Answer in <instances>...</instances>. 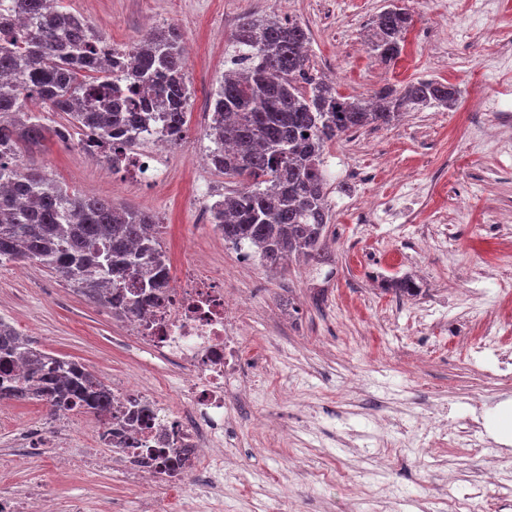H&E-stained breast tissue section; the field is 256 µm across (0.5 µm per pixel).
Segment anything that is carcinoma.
Listing matches in <instances>:
<instances>
[{"label": "carcinoma", "instance_id": "cac0c4a2", "mask_svg": "<svg viewBox=\"0 0 512 512\" xmlns=\"http://www.w3.org/2000/svg\"><path fill=\"white\" fill-rule=\"evenodd\" d=\"M402 0L372 22L371 51L386 64L404 48L413 19ZM21 20L0 24V266L37 262L89 301L121 318L153 303L165 285L166 256L149 228L154 215L69 189L19 163L21 150L73 128L82 146L112 157L140 141L148 110L165 115L164 133L182 139L191 90L182 33L154 30L124 50L58 0H12ZM308 31L294 22L246 17L220 81L207 136L214 168L238 179L214 211L224 242L257 249L262 266L325 263L330 143L372 124L389 125L412 106L452 108L458 90L434 79L368 98L339 94L317 77ZM62 112L69 125H42L27 102ZM397 297L421 292L405 277L385 284ZM28 366L15 374L17 361ZM102 414L112 392L85 366L33 347L0 317V401Z\"/></svg>", "mask_w": 512, "mask_h": 512}]
</instances>
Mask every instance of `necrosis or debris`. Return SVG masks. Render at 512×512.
Wrapping results in <instances>:
<instances>
[{"instance_id": "obj_1", "label": "necrosis or debris", "mask_w": 512, "mask_h": 512, "mask_svg": "<svg viewBox=\"0 0 512 512\" xmlns=\"http://www.w3.org/2000/svg\"><path fill=\"white\" fill-rule=\"evenodd\" d=\"M250 318L224 293V275L203 263L167 277L158 304L125 319L124 331L148 342L181 369L175 397L154 387H112V412L87 427L74 410L48 419L25 420L19 429L27 446L41 451L51 441L87 432L110 448L141 512H171V491L191 496L223 456L224 426L235 416L228 394L238 379Z\"/></svg>"}]
</instances>
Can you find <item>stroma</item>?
Here are the masks:
<instances>
[{
  "label": "stroma",
  "instance_id": "35a3bbf8",
  "mask_svg": "<svg viewBox=\"0 0 512 512\" xmlns=\"http://www.w3.org/2000/svg\"><path fill=\"white\" fill-rule=\"evenodd\" d=\"M102 28L119 47L157 26L178 27L194 46L187 62L191 105L207 104L229 67L231 36L255 14L299 21L310 31L318 71H332L336 88L362 98L384 86L423 79L455 85L458 105L406 112L388 126L342 136L326 154L328 236L336 275L323 280L310 266L280 273L244 266L236 251L197 225L207 186L235 189L236 180L196 164L209 152V116L188 113L185 134L155 165L165 175L147 191L91 162L79 141L47 138L23 150L22 163L87 196L149 210L173 270L191 254L223 269L224 289L253 314L242 352L245 415L225 438L230 454L214 468L197 512H448L450 498L469 500L468 512H488L495 487L483 479L479 454L433 445L442 424L492 415L512 403V378L494 356L462 346L496 320L512 351V0H404L413 17L404 49L385 66L369 36L387 0H64ZM377 206L362 213L366 198ZM193 252H186V244ZM412 276V299L382 292L381 279ZM0 317L34 345L83 364L99 379L162 384L175 364L152 357L123 336L109 310L89 302L35 263L0 267ZM271 433L252 432V416ZM285 426L279 440L276 426ZM390 451L386 468L374 461ZM16 496L32 487L63 497L124 502L137 499L111 466L72 475L45 461H16L5 482Z\"/></svg>",
  "mask_w": 512,
  "mask_h": 512
}]
</instances>
